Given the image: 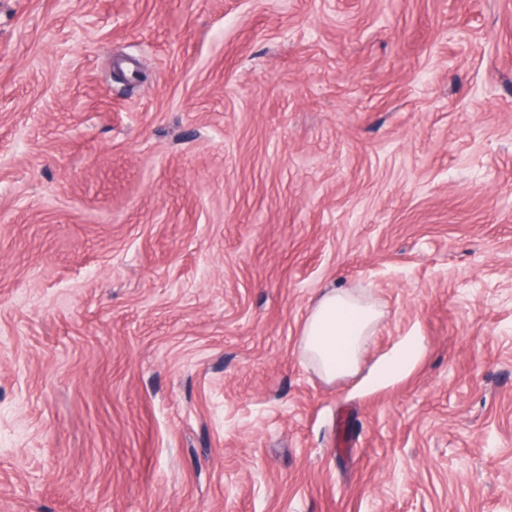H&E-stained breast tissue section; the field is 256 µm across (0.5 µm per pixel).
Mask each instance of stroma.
Instances as JSON below:
<instances>
[{
    "mask_svg": "<svg viewBox=\"0 0 512 512\" xmlns=\"http://www.w3.org/2000/svg\"><path fill=\"white\" fill-rule=\"evenodd\" d=\"M0 512H512V0H0ZM381 317V310L365 295L325 288L302 328V358L327 381L355 374ZM420 336H405L392 354L381 359L375 368L374 382L389 384L410 371L424 351Z\"/></svg>",
    "mask_w": 512,
    "mask_h": 512,
    "instance_id": "35a3bbf8",
    "label": "stroma"
}]
</instances>
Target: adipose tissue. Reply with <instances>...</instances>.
I'll list each match as a JSON object with an SVG mask.
<instances>
[{
	"instance_id": "obj_1",
	"label": "adipose tissue",
	"mask_w": 512,
	"mask_h": 512,
	"mask_svg": "<svg viewBox=\"0 0 512 512\" xmlns=\"http://www.w3.org/2000/svg\"><path fill=\"white\" fill-rule=\"evenodd\" d=\"M381 317V310L365 295L325 289L304 322L299 343L302 358L328 381L355 374ZM423 351L422 337H404L392 354L378 362L375 383L385 385L401 378Z\"/></svg>"
}]
</instances>
